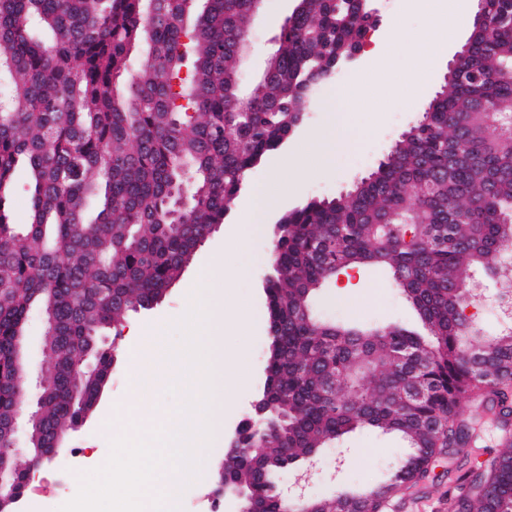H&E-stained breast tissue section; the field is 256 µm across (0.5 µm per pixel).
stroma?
I'll use <instances>...</instances> for the list:
<instances>
[{"label": "stroma", "mask_w": 512, "mask_h": 512, "mask_svg": "<svg viewBox=\"0 0 512 512\" xmlns=\"http://www.w3.org/2000/svg\"><path fill=\"white\" fill-rule=\"evenodd\" d=\"M297 0H262L253 17L250 47L241 60L245 84H252L262 73L264 62L273 48V40L280 33L285 20L291 15ZM378 28L390 21L415 40L426 37L429 24L426 14L415 0H376ZM470 35L462 29L455 40L439 51L428 72L417 82L407 83L414 59L408 47L393 49L383 66L369 69L364 60L337 69L336 76L324 84L314 97L304 123L283 147L268 156L266 161L249 177V185L268 180L274 171H283L285 177L293 172L287 167L288 158L311 132L325 131L330 110L337 95L361 85L356 96L348 124L362 134L360 144L352 149L334 151L324 172L306 180L298 195L283 199L272 220L263 224L249 240L245 251H237L225 236L227 224L238 221L237 212H230L226 225L218 226L200 245L181 278L166 292L162 300L148 311L130 314V322L146 328L148 333L160 336L168 349L179 350L182 336L176 328L185 314V291L199 271L207 268L215 254H224L228 263L246 262L250 267L247 277L236 281L233 302L249 310L248 324L229 330L224 337V348L233 374L240 385L224 411V435L232 437L250 411L265 379L268 354V331L264 280L270 271L273 222L282 211L304 204L313 198H334L348 192L355 181L368 176L387 155L402 133L412 126L428 107L444 83L448 64ZM319 310L326 318L341 322L400 323L414 325L416 317L381 270L365 268L354 270L349 283H336L325 289L319 299ZM116 343L122 357L111 372L98 400L96 409L87 423L71 434L67 447L84 449L89 456H106L110 435L119 431L123 423L113 417L115 406L139 400L145 416H153L154 396L137 393L131 384L127 354L131 342L119 335ZM402 441L392 435L374 430L351 434L342 444L323 449L315 458L310 476L305 483L309 498H331L338 491L373 486L382 481L404 455ZM447 456L438 457L429 469L427 478L404 487L392 496L384 512H448L449 496L458 494L455 477L448 474ZM39 478L31 482L25 492L26 499L37 502L35 512H58L64 485L55 478L54 463L38 467Z\"/></svg>", "instance_id": "obj_1"}]
</instances>
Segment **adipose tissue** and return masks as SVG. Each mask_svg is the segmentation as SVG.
I'll list each match as a JSON object with an SVG mask.
<instances>
[{
    "mask_svg": "<svg viewBox=\"0 0 512 512\" xmlns=\"http://www.w3.org/2000/svg\"><path fill=\"white\" fill-rule=\"evenodd\" d=\"M429 16L431 36L412 45L415 55L413 77L425 74L436 52L450 43L469 20V0H417ZM290 184L271 180L269 185L252 189L241 208V222L228 231L236 246H243L245 238L260 224L266 223L272 206L271 196L276 191H290Z\"/></svg>",
    "mask_w": 512,
    "mask_h": 512,
    "instance_id": "obj_1",
    "label": "adipose tissue"
}]
</instances>
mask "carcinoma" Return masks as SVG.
Here are the masks:
<instances>
[{
	"label": "carcinoma",
	"mask_w": 512,
	"mask_h": 512,
	"mask_svg": "<svg viewBox=\"0 0 512 512\" xmlns=\"http://www.w3.org/2000/svg\"><path fill=\"white\" fill-rule=\"evenodd\" d=\"M484 30L372 173L344 195L283 213L264 282L270 337L258 397L267 447L224 459L274 512L282 451L298 465L358 430L408 448L389 478L341 492L377 512L473 437L461 403L512 430V327L485 334L460 309L474 278L507 284L512 252V0H483ZM253 0H0V458L52 460L117 362L101 336L149 310L224 223L248 176L305 120L314 91L375 20L356 0H299L255 91L240 59ZM27 166V223L8 206ZM381 267L421 329L350 326L315 309L339 273ZM51 316V366L28 452L10 450L32 309ZM92 358L93 368L76 366ZM336 388H329L331 382ZM452 512H512V443L477 462Z\"/></svg>",
	"instance_id": "carcinoma-1"
}]
</instances>
